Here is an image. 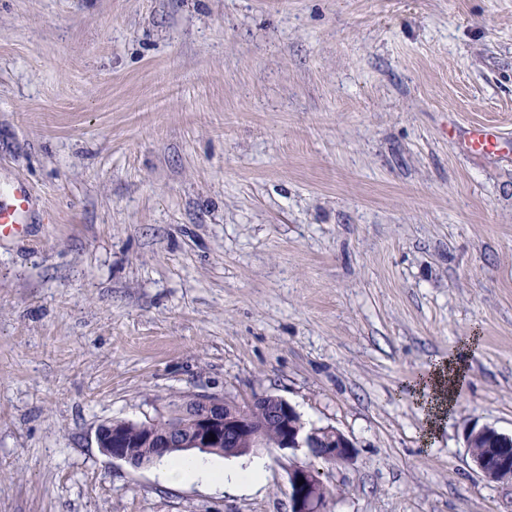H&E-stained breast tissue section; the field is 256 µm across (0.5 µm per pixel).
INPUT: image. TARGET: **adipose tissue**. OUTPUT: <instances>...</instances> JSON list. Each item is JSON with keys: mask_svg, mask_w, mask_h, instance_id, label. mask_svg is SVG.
Instances as JSON below:
<instances>
[{"mask_svg": "<svg viewBox=\"0 0 512 512\" xmlns=\"http://www.w3.org/2000/svg\"><path fill=\"white\" fill-rule=\"evenodd\" d=\"M465 378V364L456 357L438 360L420 380L416 389L423 405V435L434 434L449 418L456 404L458 389ZM266 459H254L246 468L226 471L203 458H169L164 464V477L171 482H202L215 486L258 487L265 475Z\"/></svg>", "mask_w": 512, "mask_h": 512, "instance_id": "1", "label": "adipose tissue"}]
</instances>
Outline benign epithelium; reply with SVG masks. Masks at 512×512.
Returning a JSON list of instances; mask_svg holds the SVG:
<instances>
[{
	"label": "benign epithelium",
	"mask_w": 512,
	"mask_h": 512,
	"mask_svg": "<svg viewBox=\"0 0 512 512\" xmlns=\"http://www.w3.org/2000/svg\"><path fill=\"white\" fill-rule=\"evenodd\" d=\"M188 399L194 410L181 425L159 431L154 421L135 424L141 447L152 449L157 459L175 448L211 451L222 447L227 457L261 448H304L311 462L288 468L290 512H325L328 488L315 462L337 465L353 460L354 443L343 432L330 426L306 428L294 407L276 395L258 397L247 409L213 394H191ZM96 438L104 455L134 468L145 466L127 430L103 423ZM463 439L473 465L485 480L512 483V435L489 424H473L464 428ZM301 479L305 483L299 486Z\"/></svg>",
	"instance_id": "benign-epithelium-1"
}]
</instances>
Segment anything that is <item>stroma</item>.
<instances>
[{
    "instance_id": "35a3bbf8",
    "label": "stroma",
    "mask_w": 512,
    "mask_h": 512,
    "mask_svg": "<svg viewBox=\"0 0 512 512\" xmlns=\"http://www.w3.org/2000/svg\"><path fill=\"white\" fill-rule=\"evenodd\" d=\"M512 0H0V512H289L170 483L99 425L274 394L350 438L326 512H512ZM461 354L433 441L410 381ZM459 136V138H458ZM469 154H497L503 144L502 137L495 126L474 124L468 127L462 135L453 125L448 127V139L455 140ZM32 200L31 190L24 181L15 182L6 195H0V237L27 234ZM463 439L473 465L485 480L512 483V435L475 423L464 428Z\"/></svg>"
}]
</instances>
